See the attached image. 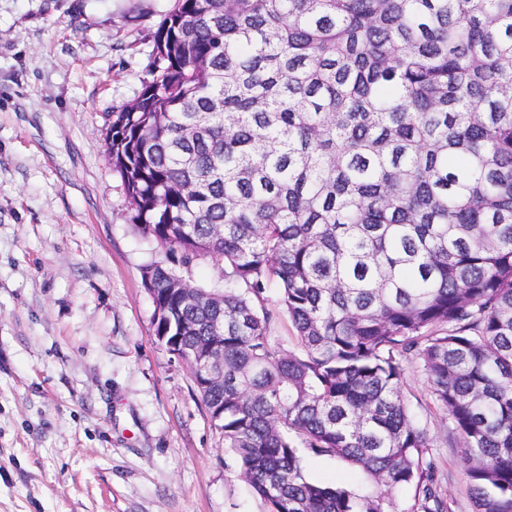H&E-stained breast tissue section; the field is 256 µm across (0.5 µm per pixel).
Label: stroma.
<instances>
[{
  "label": "stroma",
  "mask_w": 512,
  "mask_h": 512,
  "mask_svg": "<svg viewBox=\"0 0 512 512\" xmlns=\"http://www.w3.org/2000/svg\"><path fill=\"white\" fill-rule=\"evenodd\" d=\"M174 0H0V512H267L188 366L154 335L146 265L106 156ZM403 391L447 512H473L460 440L417 363ZM315 481L372 491L304 459Z\"/></svg>",
  "instance_id": "stroma-1"
}]
</instances>
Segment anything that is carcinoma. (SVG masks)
<instances>
[{
	"instance_id": "cac0c4a2",
	"label": "carcinoma",
	"mask_w": 512,
	"mask_h": 512,
	"mask_svg": "<svg viewBox=\"0 0 512 512\" xmlns=\"http://www.w3.org/2000/svg\"><path fill=\"white\" fill-rule=\"evenodd\" d=\"M154 41L107 154L171 255L143 271L154 334L268 512H391L398 488L445 512L414 360L474 512H512V0H175ZM200 260L224 288L177 270ZM304 450L376 489L309 479ZM269 301L267 302V308L275 313V323L272 329V336H275V340L279 342L285 348H293V331L288 323V317L279 311L277 305L276 289L271 287L268 291ZM403 391L410 410L426 425L433 448L435 482L447 503V512H473L467 465L460 456V440L445 411L434 402L427 376L416 363H409Z\"/></svg>"
}]
</instances>
